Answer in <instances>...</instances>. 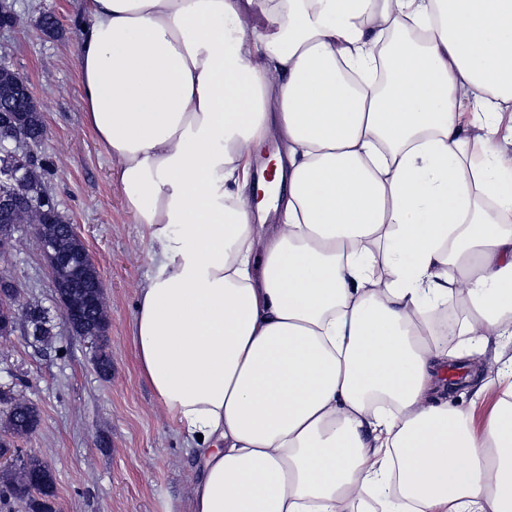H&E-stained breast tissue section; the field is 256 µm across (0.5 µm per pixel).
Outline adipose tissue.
<instances>
[{
  "mask_svg": "<svg viewBox=\"0 0 512 512\" xmlns=\"http://www.w3.org/2000/svg\"><path fill=\"white\" fill-rule=\"evenodd\" d=\"M77 61L149 246L136 359L199 456L190 512H512V388L474 428L436 326L460 293L471 343L512 339V0H84ZM273 129L267 226L224 183Z\"/></svg>",
  "mask_w": 512,
  "mask_h": 512,
  "instance_id": "obj_1",
  "label": "adipose tissue"
}]
</instances>
